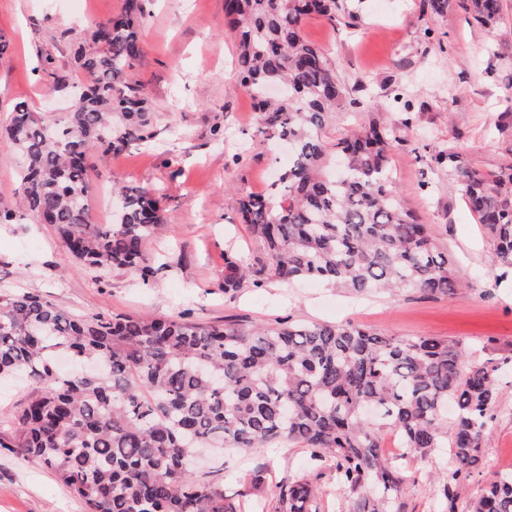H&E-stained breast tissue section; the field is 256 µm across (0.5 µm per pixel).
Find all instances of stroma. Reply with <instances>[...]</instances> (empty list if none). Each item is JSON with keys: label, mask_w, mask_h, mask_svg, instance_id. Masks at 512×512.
Segmentation results:
<instances>
[{"label": "stroma", "mask_w": 512, "mask_h": 512, "mask_svg": "<svg viewBox=\"0 0 512 512\" xmlns=\"http://www.w3.org/2000/svg\"><path fill=\"white\" fill-rule=\"evenodd\" d=\"M124 0H0V129L18 102L34 111L62 109L58 78H70L73 40L120 13ZM359 27L308 19L306 37L320 47L352 105L334 112L324 138L336 143L378 115L400 123L391 174L400 201L438 243L471 272L472 289L432 297L414 290L355 297L307 280L287 288L264 268L263 243L243 224L239 200L267 191L288 154L257 135L259 114L240 83L234 43L224 28V0H149L139 27L141 59L128 80L139 84L155 135L130 141L92 175V215L112 221L110 184L153 189L168 224L148 240L147 277L124 269L104 274L74 261L46 224H0V290L44 297L71 312L107 315L188 314L203 322L258 325L287 318L354 323L398 337L429 336L465 345L473 359L504 361L498 401L479 473L454 487L457 512L493 475L512 468V282L498 280L481 225L469 214L457 178L436 154L457 151L492 171L512 161V0H502L505 30L477 24L460 8L423 12L421 0H352ZM55 57L48 76L41 57ZM259 270L261 287L223 290L224 258ZM387 459L405 486L402 512H444L448 449L417 461L398 459V438L385 431ZM201 474L224 482L245 512H267L270 486L307 478L318 512H346L336 477L292 445L250 455L225 449ZM0 512H86L54 473L0 447Z\"/></svg>", "instance_id": "stroma-1"}]
</instances>
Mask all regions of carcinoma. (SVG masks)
I'll return each instance as SVG.
<instances>
[{
	"label": "carcinoma",
	"instance_id": "1",
	"mask_svg": "<svg viewBox=\"0 0 512 512\" xmlns=\"http://www.w3.org/2000/svg\"><path fill=\"white\" fill-rule=\"evenodd\" d=\"M145 0H124L74 48L80 79L58 118L15 104L5 127L26 159L20 191L0 201V224H49L70 256L98 272L146 275L144 244L164 228L151 189L113 182L116 219L91 216V174L127 137L152 135L128 70L142 56ZM487 28L501 0H459ZM241 85L260 112L258 133L293 148L265 195L239 200L263 242L269 272L291 284L318 279L355 293L413 289L447 296L469 286L390 180L398 124L370 120L336 144L323 130L347 90L304 34L319 16L354 25L349 0H225ZM435 161L455 172L463 201L487 230L492 259L512 274V163L486 172L460 152ZM224 293L250 271L224 258ZM503 364L469 361L434 337H396L356 324L278 320L243 327L187 315H77L36 295L0 292V379L24 380L26 397L0 420V447L39 460L87 512H241L224 484L198 475L208 448L260 453L299 445L327 464L347 512H401L404 478L384 453L391 429L416 460L451 447L452 487L479 467ZM454 406L448 434V405ZM306 479L275 486L271 512H312ZM469 512H512V471L489 481Z\"/></svg>",
	"mask_w": 512,
	"mask_h": 512
}]
</instances>
